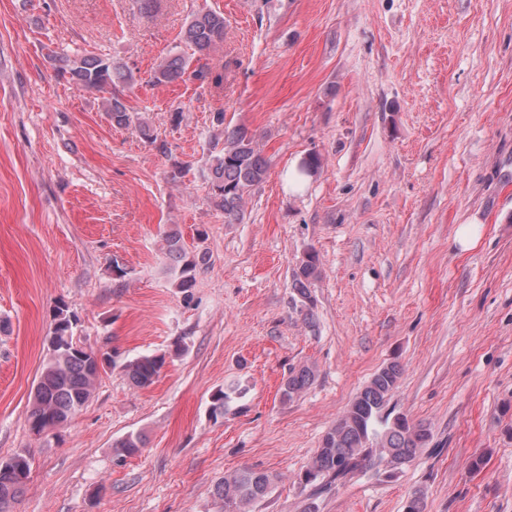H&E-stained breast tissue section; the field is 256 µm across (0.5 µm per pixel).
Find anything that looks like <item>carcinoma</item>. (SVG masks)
I'll list each match as a JSON object with an SVG mask.
<instances>
[{
  "instance_id": "obj_1",
  "label": "carcinoma",
  "mask_w": 512,
  "mask_h": 512,
  "mask_svg": "<svg viewBox=\"0 0 512 512\" xmlns=\"http://www.w3.org/2000/svg\"><path fill=\"white\" fill-rule=\"evenodd\" d=\"M226 27L224 14L219 11L209 9L192 15L182 32L186 50L164 59L151 80L157 84L196 80L221 85L224 73L213 72L203 64L194 67L192 62L208 57L223 46ZM53 61L58 74L76 87L109 93L105 112L113 126L126 127L133 122L134 116L121 94V88L133 80L127 66L100 55L60 54ZM321 167V156L311 152L300 159L297 172L303 178H310ZM268 169V161L248 128L238 126L225 135L224 149L213 157L208 176L211 198L224 211V223H240L244 196L265 181ZM165 242L177 287L187 291L195 285L197 263L187 259L188 250L178 233L166 235ZM318 264V254L311 250L295 272L294 287L304 299L310 298L308 283L317 273ZM76 325L77 317L67 305L57 307L46 336L49 358L37 380L28 416L32 429L45 431L70 422L94 390L98 363H105L107 368L116 366L112 349L93 348L74 340ZM164 365L163 355H143L124 362L121 370L132 388L145 389L154 384ZM401 374L397 362H390L374 373L347 411L323 436L312 463L302 473L303 483L327 490L358 472L367 471L392 478L428 447L431 431L427 425L413 423L403 414L382 416ZM314 380L315 371L307 365L290 371L281 386L282 400L290 402L301 396ZM233 393V389L217 390L211 396V413L224 414ZM144 444L142 435L129 434L113 445V457L123 464L138 454ZM30 473V456L24 451L0 459V512H14ZM275 481L276 476L263 471L237 469L217 483L215 495L223 502L224 512H246V508L271 493Z\"/></svg>"
}]
</instances>
